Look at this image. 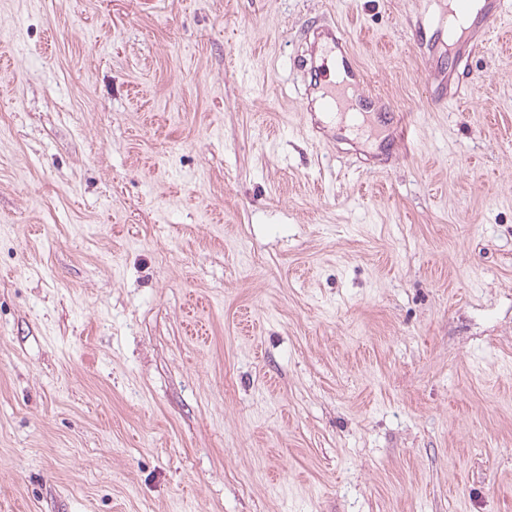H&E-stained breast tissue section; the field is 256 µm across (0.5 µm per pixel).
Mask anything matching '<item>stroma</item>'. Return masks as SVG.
<instances>
[{
	"mask_svg": "<svg viewBox=\"0 0 512 512\" xmlns=\"http://www.w3.org/2000/svg\"><path fill=\"white\" fill-rule=\"evenodd\" d=\"M424 7L0 0V512H512V49L434 102ZM336 53L338 67L343 71V79L339 82L336 81ZM298 57L297 70L313 80L312 91L305 89L302 114L312 133H315V127L312 123L308 126L309 112L332 113L337 110L346 113L351 110L365 121L370 118L375 98L361 89L362 71L355 64L350 44L336 23L313 29V41L309 39L305 53ZM316 91L319 94L311 98Z\"/></svg>",
	"mask_w": 512,
	"mask_h": 512,
	"instance_id": "obj_1",
	"label": "stroma"
}]
</instances>
